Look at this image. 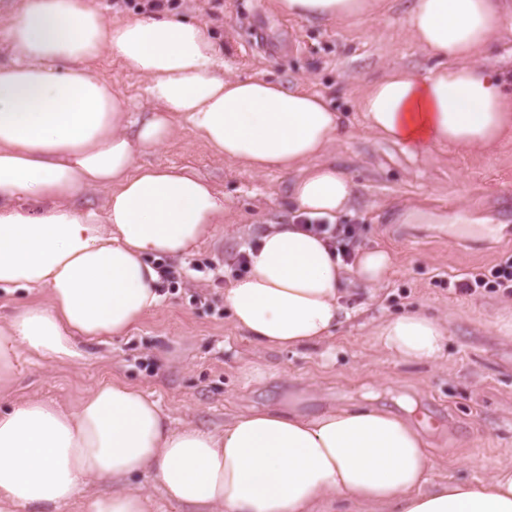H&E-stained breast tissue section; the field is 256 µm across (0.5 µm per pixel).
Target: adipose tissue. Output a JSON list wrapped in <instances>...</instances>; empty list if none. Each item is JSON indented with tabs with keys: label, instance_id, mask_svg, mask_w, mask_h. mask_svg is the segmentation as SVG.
Segmentation results:
<instances>
[{
	"label": "adipose tissue",
	"instance_id": "obj_1",
	"mask_svg": "<svg viewBox=\"0 0 512 512\" xmlns=\"http://www.w3.org/2000/svg\"><path fill=\"white\" fill-rule=\"evenodd\" d=\"M301 19L369 22L385 0H281ZM407 33L437 66H394L358 108L366 128L412 155L491 152L512 138V91L485 64L512 32V0H410ZM0 288L41 294L0 329V391L29 353L82 358V344L122 336L160 306L161 256L213 239L224 198L188 168L135 166L176 126L246 172L297 171L289 201L307 220L336 222L352 178L326 155L347 134L327 98L261 76L225 74L204 25L165 16L106 20L98 0H19L0 31ZM112 58L147 81L153 106L133 121L95 72ZM104 188L102 210L83 193ZM245 276L224 290L234 327L264 349L327 342L346 319L351 283L373 291L393 267L379 247L343 262L323 235L296 224L262 232ZM378 344L405 362L439 364L443 320L422 310L382 321ZM428 433L411 409L366 403L315 414L275 406L223 429L174 425L155 399L120 380L77 405L29 399L0 407V512H151L124 481L151 472L192 512H512V470L479 484L430 486ZM94 482L112 489L87 495Z\"/></svg>",
	"mask_w": 512,
	"mask_h": 512
}]
</instances>
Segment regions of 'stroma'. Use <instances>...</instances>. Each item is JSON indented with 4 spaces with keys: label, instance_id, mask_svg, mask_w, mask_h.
<instances>
[{
    "label": "stroma",
    "instance_id": "stroma-1",
    "mask_svg": "<svg viewBox=\"0 0 512 512\" xmlns=\"http://www.w3.org/2000/svg\"><path fill=\"white\" fill-rule=\"evenodd\" d=\"M408 0H388L375 21L339 24L288 17L279 0H179L172 17L205 25L224 50L234 76L259 74L302 83L343 112L350 134L332 157L356 192L344 224L356 225L355 245L378 246L394 260L376 293L354 285V315L319 347L260 350L232 324L224 306L227 276L214 264L230 259L269 224L290 223L291 174H250L214 155L196 136L176 129L136 165L188 167L224 197L222 233L170 264L180 273L165 286L162 305L125 335L86 345L84 359L45 364L22 358L0 405L30 397L76 404L98 382L119 379L159 401L175 423L220 429L236 413L303 398V410L367 402L418 408L429 432L434 482L480 483L497 467L512 468V337L499 317L512 315V296L455 284L512 260V139L496 152L410 155L365 129L359 96L391 65L427 74L437 65L406 35ZM99 73L132 100L150 108L144 78L112 59ZM479 218L483 229L460 231L455 212ZM424 310L447 318L448 347L438 366L404 363L374 336L384 319Z\"/></svg>",
    "mask_w": 512,
    "mask_h": 512
}]
</instances>
